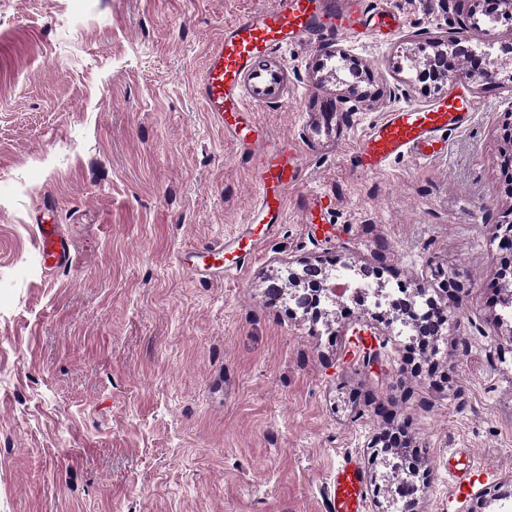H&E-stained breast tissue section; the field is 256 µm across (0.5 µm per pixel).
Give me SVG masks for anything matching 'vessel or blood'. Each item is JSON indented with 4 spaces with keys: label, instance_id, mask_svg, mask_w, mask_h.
Listing matches in <instances>:
<instances>
[{
    "label": "vessel or blood",
    "instance_id": "vessel-or-blood-1",
    "mask_svg": "<svg viewBox=\"0 0 512 512\" xmlns=\"http://www.w3.org/2000/svg\"><path fill=\"white\" fill-rule=\"evenodd\" d=\"M325 17L323 0H279L274 10L239 19L210 49L201 96L208 112L234 139L241 158L251 167L257 181L258 202L249 219L250 231L182 255V264L200 278L220 280L228 272L241 269L259 241L282 223L284 200L302 183L298 146L289 141H267L242 97L240 77L257 58L322 27ZM333 19L336 35L365 34L368 10L364 0H346ZM475 110V101L463 94L426 106L394 109L368 130L351 159L357 168L374 171L396 158L433 157L443 150L449 131L469 123ZM35 234L48 268L70 271L82 265V257L76 254L70 235L61 225L37 221ZM329 509L363 512V471L353 458H344L336 469Z\"/></svg>",
    "mask_w": 512,
    "mask_h": 512
}]
</instances>
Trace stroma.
<instances>
[{"mask_svg": "<svg viewBox=\"0 0 512 512\" xmlns=\"http://www.w3.org/2000/svg\"><path fill=\"white\" fill-rule=\"evenodd\" d=\"M391 35L322 29L255 60L244 101L295 142L304 180L251 261L220 281L176 255L243 232L249 165L199 94L207 55L277 0H0V512H327L346 456L366 512H391L375 439L396 436L430 471L417 512L512 503V321L492 302L497 225L512 209L500 136L512 58L494 83H422L405 60L512 20L460 0H366ZM471 96L477 110L427 162L379 172L349 156L386 112ZM323 197L305 223L308 194ZM88 265L40 264L44 205ZM370 268L387 287L448 302L445 337L417 352L398 328L369 337L376 372L343 337L368 304L323 322L268 289L300 261ZM477 472L458 483V456Z\"/></svg>", "mask_w": 512, "mask_h": 512, "instance_id": "obj_1", "label": "stroma"}]
</instances>
